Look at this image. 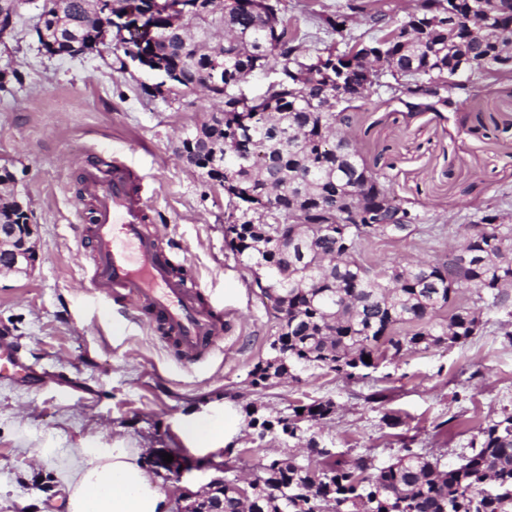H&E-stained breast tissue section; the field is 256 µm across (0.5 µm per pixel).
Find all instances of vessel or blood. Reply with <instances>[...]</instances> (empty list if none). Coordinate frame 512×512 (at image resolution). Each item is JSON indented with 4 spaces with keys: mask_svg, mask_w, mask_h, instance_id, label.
I'll list each match as a JSON object with an SVG mask.
<instances>
[{
    "mask_svg": "<svg viewBox=\"0 0 512 512\" xmlns=\"http://www.w3.org/2000/svg\"><path fill=\"white\" fill-rule=\"evenodd\" d=\"M83 196L93 212L90 282L115 305L133 309L174 341L181 361L199 363L224 341L229 311L205 305L199 286L178 278L152 229L154 207L143 179L130 166L88 165ZM14 347L0 344V375L33 374Z\"/></svg>",
    "mask_w": 512,
    "mask_h": 512,
    "instance_id": "vessel-or-blood-1",
    "label": "vessel or blood"
}]
</instances>
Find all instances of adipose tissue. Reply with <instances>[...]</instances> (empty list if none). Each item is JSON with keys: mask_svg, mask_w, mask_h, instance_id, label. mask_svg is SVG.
<instances>
[{"mask_svg": "<svg viewBox=\"0 0 512 512\" xmlns=\"http://www.w3.org/2000/svg\"><path fill=\"white\" fill-rule=\"evenodd\" d=\"M123 442L83 447L63 479L67 512H167L168 495Z\"/></svg>", "mask_w": 512, "mask_h": 512, "instance_id": "1", "label": "adipose tissue"}]
</instances>
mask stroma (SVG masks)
Instances as JSON below:
<instances>
[{"instance_id":"1","label":"stroma","mask_w":512,"mask_h":512,"mask_svg":"<svg viewBox=\"0 0 512 512\" xmlns=\"http://www.w3.org/2000/svg\"><path fill=\"white\" fill-rule=\"evenodd\" d=\"M279 0L281 17L304 53L346 42L323 19L350 15L351 36H376L367 13L397 25L416 0ZM33 0L0 39V70L15 77L0 90V167L38 226L39 258L29 275L0 274V342L18 345L37 373L0 380V512H66L59 495L74 449L125 439L153 452L168 450L188 464L161 476L176 512L183 493H203L212 478L250 476L259 461L296 457L318 464L305 443L275 432L255 443L249 410L277 417L332 400L328 418L304 423L336 457L391 462L411 447L456 464L470 452L476 427L512 411V314L486 309L465 343L409 352L353 382L312 369L300 381L250 384L266 358L277 322L252 290L250 272L224 243L227 196L176 153L219 100L206 92L146 95V77L120 69L113 52L51 58L32 28ZM470 93L457 111L411 113L380 87L375 102L355 110L359 148L394 195L420 216L405 239L364 241L370 266L388 259L433 261L458 245L467 224L486 209L512 217V73L467 75ZM91 156L116 158L144 179L155 221L175 263L201 285L206 302L224 305L233 322L223 348L207 361L183 363L138 312H118L89 280L91 207L80 199ZM383 391L384 402L369 396ZM223 426L212 449L190 447L185 419Z\"/></svg>"}]
</instances>
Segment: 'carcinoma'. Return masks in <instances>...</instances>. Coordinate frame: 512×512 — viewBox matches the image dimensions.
<instances>
[{
    "instance_id": "obj_1",
    "label": "carcinoma",
    "mask_w": 512,
    "mask_h": 512,
    "mask_svg": "<svg viewBox=\"0 0 512 512\" xmlns=\"http://www.w3.org/2000/svg\"><path fill=\"white\" fill-rule=\"evenodd\" d=\"M49 17L37 18L48 37L64 42H95L106 17H97L95 0H53ZM446 0H419L421 20L448 14ZM476 0H458L452 28L433 33L417 29L413 45L387 38L369 39L372 47L393 58L394 98L411 112H451L458 97L469 94L463 81L436 97L416 88L421 80L448 75L451 61L468 56L473 65L494 72L498 46L512 44V9L499 13L494 30L483 40L469 38L467 23ZM202 29H223L224 37L208 48L181 30L157 32L158 56L174 74L177 91L192 90L210 80L208 93L222 108L210 113L182 141L195 150L198 167L226 191H239L240 215L224 225L227 247L249 271L262 296L285 295L284 315L272 312L278 333L268 356L251 370V385L264 388L272 379L297 378L296 372L327 369L349 381L369 377L381 361L404 351L451 348L467 341L479 323L477 308L457 307L446 321L434 320L464 288L477 289L487 307L512 301V225L504 216L485 212L468 226L458 253L432 262L402 263L375 269L360 258L363 242L378 236L347 223L348 206L367 214L395 203L384 176L367 166L357 140L341 134L352 129L355 103H363L379 86L373 68L354 63L344 51L333 68L316 70L309 85L282 67L285 60L301 65L313 60L295 45L297 37L279 17L270 0H234L224 11L194 19ZM278 68L275 80L253 97L255 136L253 164L245 169L225 158L224 141L235 134V83L257 70ZM344 87L338 109L319 111L325 96ZM255 217L264 219L256 234ZM27 216L11 198L0 201V224H24ZM407 322L417 328L407 336L392 334ZM370 357L365 362L364 357ZM333 403L317 401L303 412L270 419L254 416L250 426L258 439L278 426L290 439L301 438L300 423L317 422ZM308 447L322 457L312 468L292 459L258 465L254 483H262L257 512H512V412L478 426L471 454L444 465L412 448L394 462L376 467L370 460L335 459L311 438ZM224 512H243L242 487L224 480L215 490Z\"/></svg>"
}]
</instances>
